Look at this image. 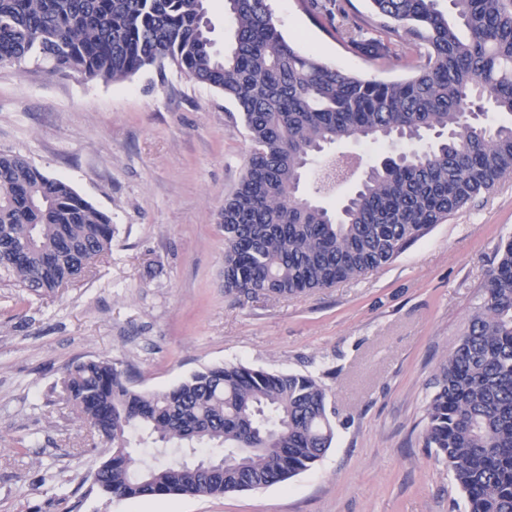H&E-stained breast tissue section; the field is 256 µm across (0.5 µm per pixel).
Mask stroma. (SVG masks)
Instances as JSON below:
<instances>
[{"instance_id":"obj_1","label":"stroma","mask_w":512,"mask_h":512,"mask_svg":"<svg viewBox=\"0 0 512 512\" xmlns=\"http://www.w3.org/2000/svg\"><path fill=\"white\" fill-rule=\"evenodd\" d=\"M283 36L362 77L407 68L355 52L305 0H269ZM235 104L173 66L121 84L0 68V151L67 181L112 220V248L57 295L0 284V512H461L421 431L432 378L478 302L512 178L389 265L288 298L224 292V198L249 153ZM107 356L140 390L241 363L322 377L335 437L285 483L137 506L93 480L101 445L59 395L77 360Z\"/></svg>"}]
</instances>
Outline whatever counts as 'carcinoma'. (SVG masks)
Returning a JSON list of instances; mask_svg holds the SVG:
<instances>
[{
  "label": "carcinoma",
  "instance_id": "1",
  "mask_svg": "<svg viewBox=\"0 0 512 512\" xmlns=\"http://www.w3.org/2000/svg\"><path fill=\"white\" fill-rule=\"evenodd\" d=\"M208 0H0V66L28 59L48 72L122 83L174 65L231 99L251 141L238 187L224 198V290L286 298L331 288L394 262L410 245L512 175V0H370L376 19L343 27L327 0L317 15L375 60L424 48L427 63L382 80L303 53L278 30L268 0H224L234 37L214 50ZM386 156L331 210L346 183L324 147L358 139ZM313 190L300 191L307 177ZM112 248L111 218L67 182L0 151V272L16 288L54 294ZM425 446L448 462L465 512H512V236L481 285L480 303L433 378ZM63 398L108 444L98 487L131 502L220 496L282 483L331 447L330 391L311 373L209 366L164 390L141 391L106 356L69 365ZM144 448L137 453L135 449ZM184 448L233 456L215 473L168 457ZM247 448L245 454L237 453Z\"/></svg>",
  "mask_w": 512,
  "mask_h": 512
}]
</instances>
